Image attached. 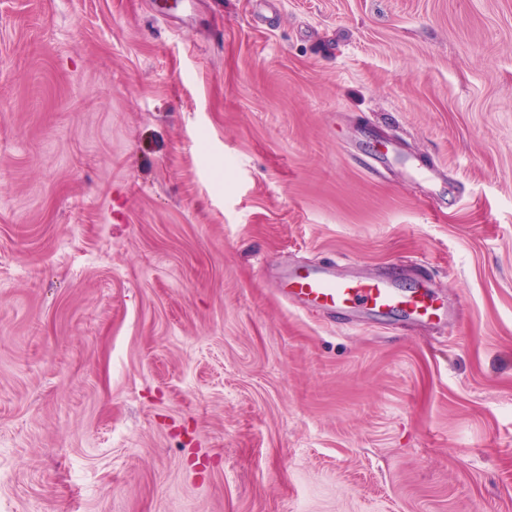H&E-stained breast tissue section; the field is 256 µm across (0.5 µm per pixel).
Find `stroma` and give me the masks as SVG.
<instances>
[{
  "label": "stroma",
  "instance_id": "1",
  "mask_svg": "<svg viewBox=\"0 0 512 512\" xmlns=\"http://www.w3.org/2000/svg\"><path fill=\"white\" fill-rule=\"evenodd\" d=\"M0 512H512V0H0ZM278 291L300 307L333 314L403 315L417 322L440 318L441 307L427 291L403 290L372 274L341 277L332 267L289 268Z\"/></svg>",
  "mask_w": 512,
  "mask_h": 512
}]
</instances>
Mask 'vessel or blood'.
<instances>
[{
	"label": "vessel or blood",
	"mask_w": 512,
	"mask_h": 512,
	"mask_svg": "<svg viewBox=\"0 0 512 512\" xmlns=\"http://www.w3.org/2000/svg\"><path fill=\"white\" fill-rule=\"evenodd\" d=\"M279 293L300 307L331 313L402 315L426 322L439 317L441 310L428 292L405 290L372 274L341 277L326 266L288 269L280 280Z\"/></svg>",
	"instance_id": "b4317fda"
}]
</instances>
